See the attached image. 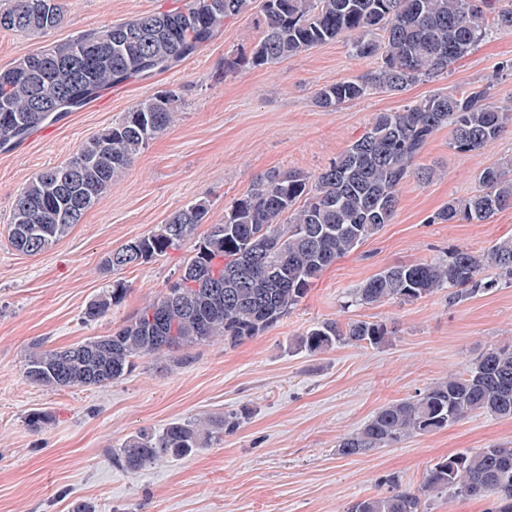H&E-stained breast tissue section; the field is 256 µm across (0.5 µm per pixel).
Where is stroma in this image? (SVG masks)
Here are the masks:
<instances>
[{
  "mask_svg": "<svg viewBox=\"0 0 512 512\" xmlns=\"http://www.w3.org/2000/svg\"><path fill=\"white\" fill-rule=\"evenodd\" d=\"M186 0H64L61 26L42 37L0 32V69L19 57ZM266 28L260 0L225 22L207 46L148 80L104 91L93 103L41 129L20 151H0V512H347L380 493L394 474L419 489L440 458L499 444L512 447V418L469 415L448 429L414 436L369 454L343 458L339 440L358 432L387 403L467 372L487 349L512 344V286L452 302L439 291L414 302L353 305V293L392 265L430 261L455 247L485 252L512 236V208L489 223L436 224L448 201L479 189L480 170L512 159V123L489 146L460 152L442 128L417 159L434 168L426 183L409 180L390 224L328 267L287 317L241 344L207 342L161 359L143 358L124 379L103 387L51 390L23 378L35 347L56 348L104 336L158 298L192 254L191 244L118 270L105 260L146 235L179 208L202 200L210 222L272 170L315 175L356 140L379 112L424 96L492 85L512 106V32L494 29L447 75L398 94L374 93L323 109V85L376 69L377 58L350 52L348 36L265 67L225 74V57L250 54ZM173 89L177 120L136 155L79 224L44 252L27 255L9 241L13 203L38 173L69 160L77 148L138 102ZM126 291L102 317L86 307L114 284ZM385 323L388 342L345 345L310 354L296 346L324 320ZM250 415L222 442L136 473L112 459L129 437L174 420ZM35 411L51 422L29 430ZM425 512H487L490 498L455 489L423 492Z\"/></svg>",
  "mask_w": 512,
  "mask_h": 512,
  "instance_id": "stroma-1",
  "label": "stroma"
}]
</instances>
